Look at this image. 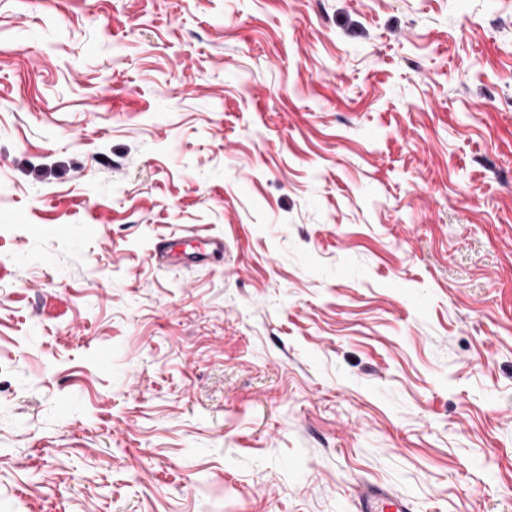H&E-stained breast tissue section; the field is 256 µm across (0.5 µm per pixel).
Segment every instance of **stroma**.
Wrapping results in <instances>:
<instances>
[{"mask_svg":"<svg viewBox=\"0 0 512 512\" xmlns=\"http://www.w3.org/2000/svg\"><path fill=\"white\" fill-rule=\"evenodd\" d=\"M362 482L512 512V0H0V512ZM175 242L172 239H159L156 241L149 252V260L158 265L159 267L168 266H183L197 265L203 263L205 260L196 259L202 255L201 251H207L212 255L224 254V239L219 237H213L206 241L201 242L203 247L200 245H193L190 240L184 241L183 244L188 248L176 252L174 251Z\"/></svg>","mask_w":512,"mask_h":512,"instance_id":"obj_1","label":"stroma"}]
</instances>
